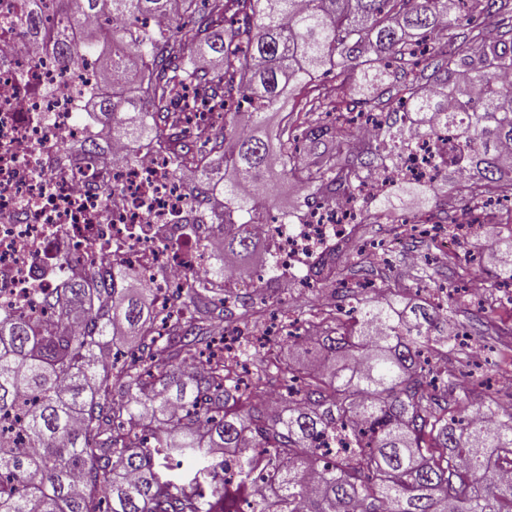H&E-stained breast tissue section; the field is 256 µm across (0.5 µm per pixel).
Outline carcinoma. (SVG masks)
Here are the masks:
<instances>
[{
    "instance_id": "carcinoma-1",
    "label": "carcinoma",
    "mask_w": 512,
    "mask_h": 512,
    "mask_svg": "<svg viewBox=\"0 0 512 512\" xmlns=\"http://www.w3.org/2000/svg\"><path fill=\"white\" fill-rule=\"evenodd\" d=\"M21 21L51 41L60 61L97 60L111 87L85 102L100 132L152 142L190 168V201L211 204L208 275L171 292L124 269L66 276L51 317L0 315V512H512V412L473 407L453 374L425 353L446 346L448 316L432 303L383 301L348 286L336 256L321 261L331 287L324 308L284 311L324 352L309 371L272 350H240L229 370L216 351L215 314L245 321L252 300L226 305L224 280L250 265L249 225L266 208L268 169L295 178L300 206L322 192L353 194L371 168L400 157L411 134L450 131L436 167L457 174L475 207L512 203V0H25ZM61 31L42 24L46 8ZM105 20L84 28L87 20ZM496 19L491 40L475 18ZM467 23L462 36L448 31ZM224 26V36L214 30ZM67 30L80 31L75 43ZM436 60L430 75L421 64ZM336 73L346 100L319 87ZM301 108L271 136L268 111L297 90ZM382 91L397 99L377 142L352 120ZM224 120L210 145L188 141L190 116ZM394 198L373 202L369 224H392ZM487 249L498 256L492 288L512 285V208ZM193 304L190 323L182 309ZM133 337L131 361L103 355ZM300 382L271 407L284 379ZM348 434L328 464L316 442Z\"/></svg>"
}]
</instances>
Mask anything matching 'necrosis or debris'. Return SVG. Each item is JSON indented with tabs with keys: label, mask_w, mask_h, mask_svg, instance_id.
<instances>
[{
	"label": "necrosis or debris",
	"mask_w": 512,
	"mask_h": 512,
	"mask_svg": "<svg viewBox=\"0 0 512 512\" xmlns=\"http://www.w3.org/2000/svg\"><path fill=\"white\" fill-rule=\"evenodd\" d=\"M21 0H0V310L40 309L63 270L84 275L113 265L165 278L166 299L186 277L210 267L208 224H196L186 195L192 175L174 171L154 145L109 139L102 154L78 151L90 130L85 97L100 85L92 59L61 64L18 20ZM446 133L413 139L399 160L366 173L355 196L322 195L290 216L260 214L251 226L268 248L260 268L235 272L232 293L278 278L310 285L307 270L346 242L365 203L407 183L432 186Z\"/></svg>",
	"instance_id": "1"
}]
</instances>
